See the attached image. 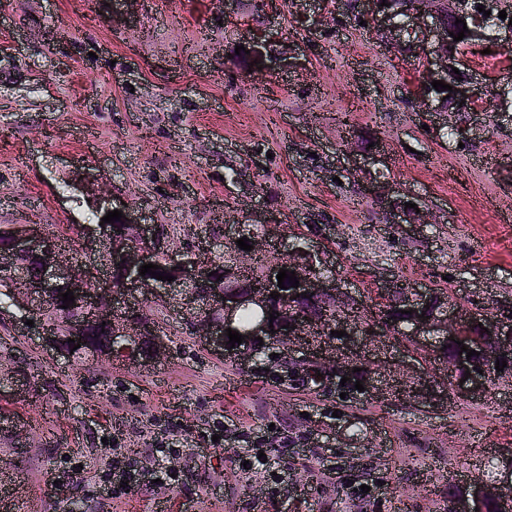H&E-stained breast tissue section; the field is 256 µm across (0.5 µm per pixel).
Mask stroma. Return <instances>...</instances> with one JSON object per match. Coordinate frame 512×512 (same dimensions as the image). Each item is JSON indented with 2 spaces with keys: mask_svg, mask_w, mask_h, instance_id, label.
I'll return each mask as SVG.
<instances>
[{
  "mask_svg": "<svg viewBox=\"0 0 512 512\" xmlns=\"http://www.w3.org/2000/svg\"><path fill=\"white\" fill-rule=\"evenodd\" d=\"M320 24L297 0L232 13L213 0H0V225H44L70 247L104 201L179 228L276 214L285 242L333 226L343 277L367 297L396 276L484 301L512 294V113L487 95L453 113L448 138L411 96L414 52L389 45L359 0H323ZM266 35L261 59L236 54ZM495 42L466 49L470 69L512 91ZM392 185L421 206L416 232L389 225ZM158 365L48 359L38 326L0 312V357L34 392L0 409L27 423L15 512H444L449 479L512 448V385L432 407L389 392L396 357L357 363L371 378L294 386L267 359L239 366L202 349L189 320L156 313ZM176 448L172 486L114 498L102 484L112 442L154 466V435ZM266 439L271 472L244 467L234 432Z\"/></svg>",
  "mask_w": 512,
  "mask_h": 512,
  "instance_id": "35a3bbf8",
  "label": "stroma"
}]
</instances>
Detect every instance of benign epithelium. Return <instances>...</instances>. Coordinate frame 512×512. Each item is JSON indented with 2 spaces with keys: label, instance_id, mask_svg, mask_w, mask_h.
Listing matches in <instances>:
<instances>
[{
  "label": "benign epithelium",
  "instance_id": "1",
  "mask_svg": "<svg viewBox=\"0 0 512 512\" xmlns=\"http://www.w3.org/2000/svg\"><path fill=\"white\" fill-rule=\"evenodd\" d=\"M428 0H413L412 6L406 10L402 22L394 21L395 15L383 9L378 0H367V6L379 15V21H389L387 31L390 43L400 46L413 42L414 28L411 20L417 18L419 10L426 7ZM461 23H456V20ZM468 28L463 43L472 45L479 40L488 39L485 19L474 8L471 0H448V17L434 18L429 32L435 37L431 48L422 47L425 57L424 74L427 80L412 90V95L425 102L432 98L434 88L431 82L440 80L450 86L449 95L453 102L465 103L475 107L482 102V93L469 86V81L456 80L457 74L452 68L463 64L455 54L459 43L453 40L450 33H458ZM393 223L401 228L406 224H424V216L414 208H407L397 202L392 205ZM125 218L121 223L134 227L140 243H118L111 239L108 223L94 224L87 228L84 238L104 251L106 274L94 276V265L76 259L64 253L60 239L48 233L40 224H12L7 227L6 239L0 242V274H18L19 260L33 256L39 262V272L22 299L20 308L27 316L34 318L47 312L48 303L59 292L72 290L74 301L70 308L81 311L91 320V325L100 328L104 325L112 327L116 324L125 325L120 344V357L135 363L149 365L163 359L167 354V346L163 337L159 336L157 320L149 313L152 301L161 300L165 303L174 302L190 318L193 336L206 350L218 353L226 359H232L241 365L254 360L257 350L256 341L259 337L270 335L266 320L258 319L249 327L239 330L244 336L240 344H231L225 339L227 328L236 324L240 303L235 279L238 274L251 267L256 258L269 252L275 253L276 261L267 265L260 279V285L247 290L245 297L255 304H263L271 296V292H282L278 287L277 274L283 267V258H288V269L295 272L299 287L291 289L292 297L306 294V297L330 296L336 298V304L344 305L356 302L344 288V279L330 274L335 262L326 251L312 244L300 247L290 246L274 232L273 224H258L251 219L225 229L223 244L233 246V262L224 267L223 283L201 295L192 289L187 273L194 274L205 267L201 253L204 248H213L212 241H205V246L194 249H180L176 245L177 238L170 236L159 240L160 225L141 222L137 214L123 211ZM248 238L253 246L250 251L237 247L236 240ZM165 257L169 267L176 268L177 274L173 281H153L139 275L140 266L156 264L160 257ZM121 273V280L113 282L112 273ZM430 292L423 289L414 290V296L408 304L412 310L409 320V338H419L425 342L436 344L446 343L451 339L459 340V327L462 323L475 318L482 323V329L497 337L498 343L487 351L481 364L476 366L462 352L455 360L452 376L447 379V394L456 398H474L482 395L488 378L497 373L496 362L502 360V354L512 353V319L500 315L482 314L484 304L472 309L469 313L458 315L454 308L443 304L423 320L422 313L428 312L425 305L429 304ZM326 318L306 320L298 316L292 318L289 327L272 336L276 346L282 350L301 354V360L312 363L321 374L334 375L338 378L347 377L351 372L348 358L352 347L357 343L368 341L370 335L378 336V326L354 327L350 323L343 324L346 336L323 338L317 346L310 344L308 336L313 332L328 331ZM53 327L42 328V339L47 352L53 357H63L70 361L75 356L60 348L52 341ZM470 376H465V372ZM413 387L412 400H428L435 402L440 393L438 388L421 380V370H413L399 386ZM495 501L499 512H512V452L499 455L498 474L492 480H471L467 482V491L451 500L450 512H484V502Z\"/></svg>",
  "mask_w": 512,
  "mask_h": 512
}]
</instances>
